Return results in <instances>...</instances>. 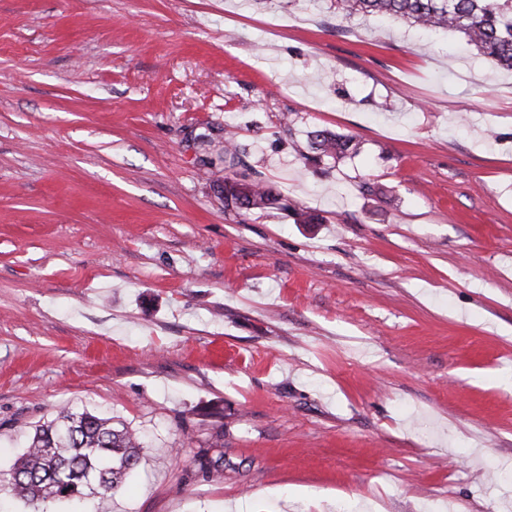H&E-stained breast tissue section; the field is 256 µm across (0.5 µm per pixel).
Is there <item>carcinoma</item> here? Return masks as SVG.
<instances>
[{"label":"carcinoma","mask_w":512,"mask_h":512,"mask_svg":"<svg viewBox=\"0 0 512 512\" xmlns=\"http://www.w3.org/2000/svg\"><path fill=\"white\" fill-rule=\"evenodd\" d=\"M344 19L382 15L427 30L464 36L478 54L497 66L512 69V0H334ZM309 151L299 152L307 163L339 162L360 152L352 135L327 129L310 133ZM224 164V178L214 182L224 211L242 215L277 209L296 224H320L323 218L305 207L292 206L271 184L238 173L236 132L224 130V145L215 151ZM222 435L203 450L201 458L220 470L224 457ZM141 462V443L128 427L89 411L64 410L50 423L35 428L26 451L14 462L7 478L13 497L37 509L45 503H72L93 494H114Z\"/></svg>","instance_id":"1"}]
</instances>
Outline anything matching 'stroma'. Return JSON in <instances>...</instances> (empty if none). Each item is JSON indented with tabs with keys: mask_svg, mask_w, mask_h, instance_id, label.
I'll return each mask as SVG.
<instances>
[{
	"mask_svg": "<svg viewBox=\"0 0 512 512\" xmlns=\"http://www.w3.org/2000/svg\"><path fill=\"white\" fill-rule=\"evenodd\" d=\"M228 125L324 223L225 213ZM65 407L143 441L97 512H512V73L330 0H0V474ZM309 152L300 150V157L306 163L319 165L325 159L335 162L356 155L360 144L352 135L335 134L327 129L311 132L308 141Z\"/></svg>",
	"mask_w": 512,
	"mask_h": 512,
	"instance_id": "1",
	"label": "stroma"
}]
</instances>
